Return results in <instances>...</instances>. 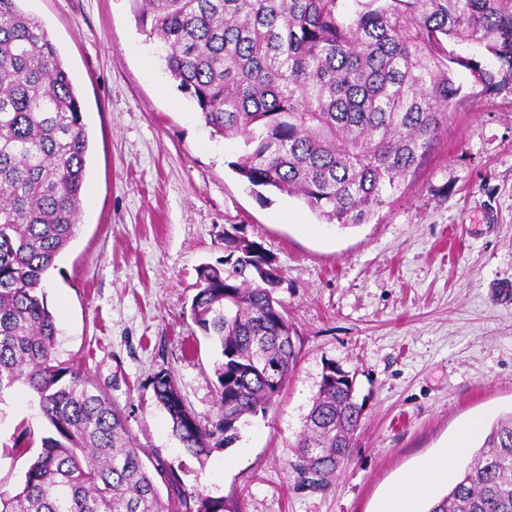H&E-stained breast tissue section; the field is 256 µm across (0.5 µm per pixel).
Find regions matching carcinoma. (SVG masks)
Segmentation results:
<instances>
[{"mask_svg":"<svg viewBox=\"0 0 512 512\" xmlns=\"http://www.w3.org/2000/svg\"><path fill=\"white\" fill-rule=\"evenodd\" d=\"M0 0V403L27 391L49 426L0 512H170L121 413L80 364L57 357L46 275L76 236L89 133L78 94L39 21ZM177 88L213 137L239 138L249 185L302 198L328 224H365L409 186L461 88L512 93V0H133ZM475 44L487 66L448 51ZM224 232V260L197 271L189 317L211 339L219 419L207 426L167 371L151 381L173 436L202 456L238 438L294 372L292 323L275 297L281 270ZM230 269H224V266ZM293 445L322 486L347 462L363 418L347 374L328 365ZM185 512H240L158 470ZM427 512H512V412Z\"/></svg>","mask_w":512,"mask_h":512,"instance_id":"carcinoma-1","label":"carcinoma"}]
</instances>
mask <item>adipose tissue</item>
Segmentation results:
<instances>
[{"label": "adipose tissue", "mask_w": 512, "mask_h": 512, "mask_svg": "<svg viewBox=\"0 0 512 512\" xmlns=\"http://www.w3.org/2000/svg\"><path fill=\"white\" fill-rule=\"evenodd\" d=\"M479 430V424L469 425L457 439L424 458L416 470L389 489L380 512H416L420 499L436 492L452 478L456 463L468 453V445Z\"/></svg>", "instance_id": "adipose-tissue-1"}]
</instances>
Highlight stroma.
Masks as SVG:
<instances>
[{
  "label": "stroma",
  "mask_w": 512,
  "mask_h": 512,
  "mask_svg": "<svg viewBox=\"0 0 512 512\" xmlns=\"http://www.w3.org/2000/svg\"><path fill=\"white\" fill-rule=\"evenodd\" d=\"M69 68L90 137L77 234L45 282L59 359L80 360L143 447L147 467L238 496L242 512H377L386 490L469 422L512 411V94H482L469 69L438 143L369 223L341 227L301 199L259 198L233 170L237 139L211 137L164 72L131 0H21ZM283 271L277 298L298 363L238 439L189 455L150 381L171 372L201 421L218 418L222 357L188 315L200 265L224 232ZM354 374L365 403L350 462L326 487L292 465L326 364ZM47 424L25 392L0 404V489L15 492L40 450L17 429Z\"/></svg>",
  "instance_id": "obj_1"
}]
</instances>
